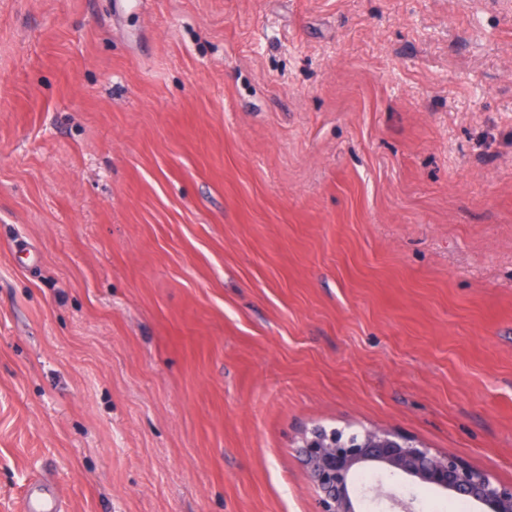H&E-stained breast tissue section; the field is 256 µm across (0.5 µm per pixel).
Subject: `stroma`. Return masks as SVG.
I'll list each match as a JSON object with an SVG mask.
<instances>
[{"label":"stroma","instance_id":"35a3bbf8","mask_svg":"<svg viewBox=\"0 0 512 512\" xmlns=\"http://www.w3.org/2000/svg\"><path fill=\"white\" fill-rule=\"evenodd\" d=\"M319 426L512 484V0H0V512H315ZM63 495L59 490L40 488L26 493L25 512H64Z\"/></svg>","mask_w":512,"mask_h":512}]
</instances>
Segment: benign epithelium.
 Returning <instances> with one entry per match:
<instances>
[{
  "instance_id": "7a95c632",
  "label": "benign epithelium",
  "mask_w": 512,
  "mask_h": 512,
  "mask_svg": "<svg viewBox=\"0 0 512 512\" xmlns=\"http://www.w3.org/2000/svg\"><path fill=\"white\" fill-rule=\"evenodd\" d=\"M317 493L316 512H361L359 472L383 470L410 487H429L479 506L480 512H512V484L468 466L458 455L435 454L393 432L367 431L353 440L311 431L299 448Z\"/></svg>"
}]
</instances>
